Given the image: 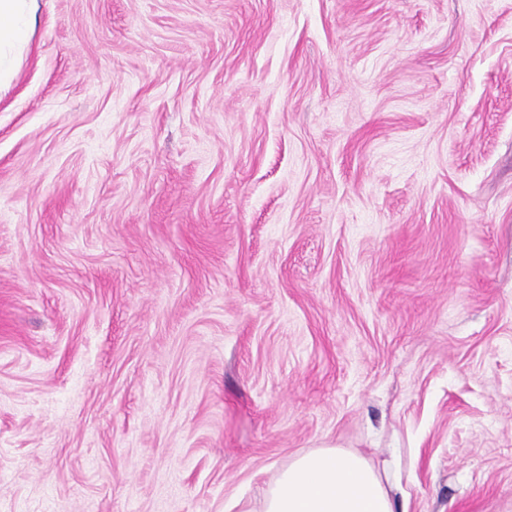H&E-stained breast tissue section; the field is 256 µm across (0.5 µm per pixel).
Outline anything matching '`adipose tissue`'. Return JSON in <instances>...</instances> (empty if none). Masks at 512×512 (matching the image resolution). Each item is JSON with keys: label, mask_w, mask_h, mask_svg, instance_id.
<instances>
[{"label": "adipose tissue", "mask_w": 512, "mask_h": 512, "mask_svg": "<svg viewBox=\"0 0 512 512\" xmlns=\"http://www.w3.org/2000/svg\"><path fill=\"white\" fill-rule=\"evenodd\" d=\"M36 0H0V85L29 46ZM261 512H395L379 473L360 454L322 447L297 456L268 490Z\"/></svg>", "instance_id": "ef3b65f1"}]
</instances>
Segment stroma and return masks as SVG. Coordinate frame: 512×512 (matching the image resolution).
I'll use <instances>...</instances> for the list:
<instances>
[{"label": "stroma", "mask_w": 512, "mask_h": 512, "mask_svg": "<svg viewBox=\"0 0 512 512\" xmlns=\"http://www.w3.org/2000/svg\"><path fill=\"white\" fill-rule=\"evenodd\" d=\"M323 446L512 512V0H39L0 512H260Z\"/></svg>", "instance_id": "obj_1"}]
</instances>
